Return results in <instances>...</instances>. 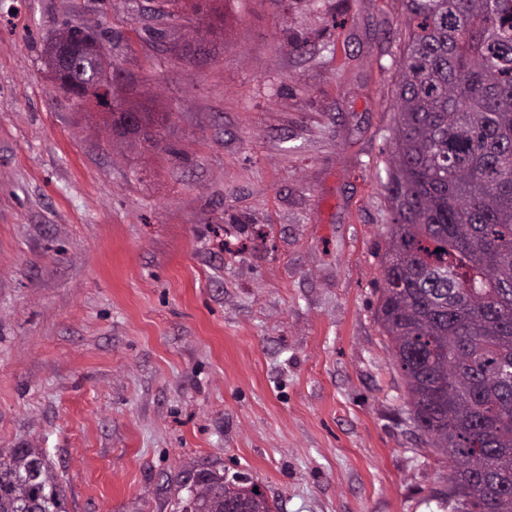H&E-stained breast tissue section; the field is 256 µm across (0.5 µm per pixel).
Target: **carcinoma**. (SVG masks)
Listing matches in <instances>:
<instances>
[{"mask_svg":"<svg viewBox=\"0 0 512 512\" xmlns=\"http://www.w3.org/2000/svg\"><path fill=\"white\" fill-rule=\"evenodd\" d=\"M157 16L198 36L210 9ZM377 307L423 444L448 460V512H512V0H403ZM47 51L92 90L96 54ZM274 512L254 484L198 473L181 512ZM0 512H65L34 448L0 450Z\"/></svg>","mask_w":512,"mask_h":512,"instance_id":"1","label":"carcinoma"}]
</instances>
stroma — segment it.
Segmentation results:
<instances>
[{
    "mask_svg": "<svg viewBox=\"0 0 512 512\" xmlns=\"http://www.w3.org/2000/svg\"><path fill=\"white\" fill-rule=\"evenodd\" d=\"M189 55L149 0H0V448L67 512H175L199 471L276 512H448L377 321L403 0H215ZM110 35L150 143L56 92ZM72 36L71 29L67 22H64L60 25L50 43L45 45L44 53L46 55L47 51L49 69H51V73L54 74L57 63L60 62L67 71L68 78L71 82L83 86L86 90H93L98 83L105 64L107 63L112 67V60L108 58L107 61H104L98 55L89 53H83L79 57H70L67 55L61 58L60 52L63 49L64 42L71 40ZM54 77H56V82H58L57 74H54Z\"/></svg>",
    "mask_w": 512,
    "mask_h": 512,
    "instance_id": "obj_1",
    "label": "stroma"
}]
</instances>
